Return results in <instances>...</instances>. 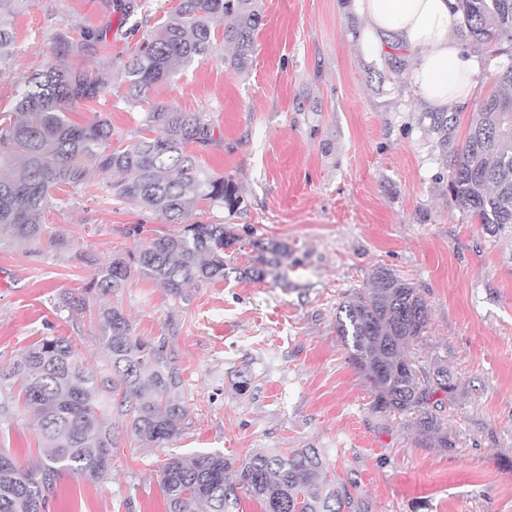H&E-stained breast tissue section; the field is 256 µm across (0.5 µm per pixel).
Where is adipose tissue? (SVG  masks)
Wrapping results in <instances>:
<instances>
[{
	"label": "adipose tissue",
	"instance_id": "adipose-tissue-1",
	"mask_svg": "<svg viewBox=\"0 0 512 512\" xmlns=\"http://www.w3.org/2000/svg\"><path fill=\"white\" fill-rule=\"evenodd\" d=\"M452 0H354L364 17L362 48L375 60L399 47L413 66L408 80L431 108L452 111L472 93L474 65L455 32L460 18Z\"/></svg>",
	"mask_w": 512,
	"mask_h": 512
}]
</instances>
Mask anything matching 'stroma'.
I'll return each mask as SVG.
<instances>
[{
	"mask_svg": "<svg viewBox=\"0 0 512 512\" xmlns=\"http://www.w3.org/2000/svg\"><path fill=\"white\" fill-rule=\"evenodd\" d=\"M112 2L29 0L9 21L16 54L0 72V112L13 110L25 78L49 57L55 30L106 31V44L66 63L117 72L176 0H146L126 19L121 0ZM260 10L246 69L226 67L219 51L152 92L220 127V142L200 161L235 181L242 203L189 220L237 234L223 280L176 297L141 277L91 297L82 312L63 307L100 264L134 249L133 225L169 229L115 201L95 172L51 202L47 237L0 240V362L65 336L85 368L107 371L97 314L114 306L134 335L166 341L184 380L177 439L157 448L117 428L110 479L62 474L46 512H167L161 467L169 456L219 450L238 466L262 448L321 449L330 474L358 479L373 512H512V228L486 230L452 200L426 107L408 83L413 62L397 49L365 60V21L352 0H260ZM469 52L477 72L457 107L461 139L495 73L512 65V43ZM123 92L113 83L78 103L72 119L104 118L114 138L134 136L144 109ZM53 235L68 247H52ZM272 241L288 246L280 266L259 280L243 277ZM381 268L429 304L415 349L439 359L456 385L446 410L454 447H425L408 417L376 413L336 332L339 303ZM0 446L19 465L39 463L37 428L21 406L0 413Z\"/></svg>",
	"mask_w": 512,
	"mask_h": 512,
	"instance_id": "1",
	"label": "stroma"
}]
</instances>
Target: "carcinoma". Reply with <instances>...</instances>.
Instances as JSON below:
<instances>
[{
  "label": "carcinoma",
  "instance_id": "carcinoma-1",
  "mask_svg": "<svg viewBox=\"0 0 512 512\" xmlns=\"http://www.w3.org/2000/svg\"><path fill=\"white\" fill-rule=\"evenodd\" d=\"M27 3L0 0V71L14 57L7 19L21 14ZM455 9L471 42L512 41V0H456ZM221 16L232 19L224 42L234 45V52L225 63L234 70L248 67L263 20L258 0H178L123 64L120 81L127 101L149 104L128 144L112 146V125L104 119L80 124L68 117L77 103L112 85L109 69L77 71L65 64V58L103 42L106 35L100 31H88L78 42L70 30H56L53 56L27 78L14 111L0 115V238H40L51 192L84 183L89 165L121 202L180 225L171 234L155 232L133 252L100 265L92 285L69 297L72 307H84L92 291L121 290L134 275L154 280L175 296L194 283L224 279V250L239 240L232 227L184 223L195 209L241 204L234 182L208 173L197 157L217 141L220 128L200 113L149 101L151 90L170 82L179 68L215 53L212 20ZM504 103L512 104V69L495 74L494 90L472 113L464 143L451 153L459 114L427 113L436 147L449 154L448 191L491 231L512 225V112L501 110ZM287 250L280 243L262 248L260 266L244 275L263 277ZM428 319L420 289L381 269L340 303L336 331L370 384L373 409L406 416L426 443L451 448L444 415L454 392L448 371L437 364L430 371L411 355ZM98 320L108 374L87 372L72 340L62 336H47L0 365V397L23 402L44 448V459L31 467L19 466L0 448V512H44L64 473L105 482L116 443L110 410L139 442L160 446L182 432L183 379L172 351L163 341L133 335L118 308L100 310ZM230 469L221 451L167 458L161 483L168 512H229L237 501ZM239 485L264 502L265 512H372L357 479L329 478L318 448L257 450L242 462Z\"/></svg>",
  "mask_w": 512,
  "mask_h": 512
}]
</instances>
